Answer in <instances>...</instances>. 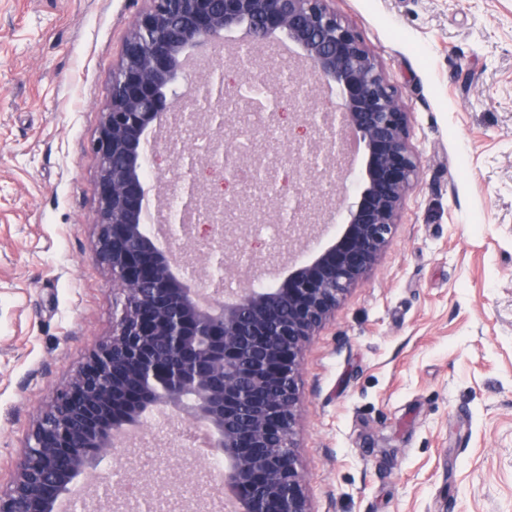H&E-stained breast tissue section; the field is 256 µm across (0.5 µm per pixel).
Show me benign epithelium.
I'll list each match as a JSON object with an SVG mask.
<instances>
[{
  "mask_svg": "<svg viewBox=\"0 0 512 512\" xmlns=\"http://www.w3.org/2000/svg\"><path fill=\"white\" fill-rule=\"evenodd\" d=\"M134 19L112 76V99L93 150L100 163L99 253L112 267L124 296L112 337L99 344L68 387L43 413L21 456L0 512H55L75 478L122 447L119 435L141 426L151 412H176L209 430L208 447L224 458L218 487L196 484L192 496L224 494L225 512H313L299 462L294 427L299 416L297 376L306 344L350 288L378 261L398 220L402 200L418 177L410 145L409 113L399 92L356 30L336 15L331 0H148ZM243 27L253 39L276 32L299 45L315 75L336 87V112L293 115L313 132L291 139L280 122L276 134L252 136L251 155L231 163L252 165L276 182L272 158L288 148L298 185L332 155L343 130L362 145L365 169L357 201L347 207L345 228L311 262L295 268L275 288H238L200 301L186 269L175 271L169 252L145 230L146 135L171 112H185L186 51L210 49ZM215 107L197 121L221 129L238 117L235 87L209 70ZM210 171L239 186L230 200L211 195L197 181L186 194L180 223L202 214L203 239L219 271L236 266L232 250L244 230L237 224L264 215L254 186L226 171L218 150L204 158ZM306 210L288 216V234L276 251L301 234Z\"/></svg>",
  "mask_w": 512,
  "mask_h": 512,
  "instance_id": "7a95c632",
  "label": "benign epithelium"
}]
</instances>
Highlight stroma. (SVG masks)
I'll use <instances>...</instances> for the list:
<instances>
[{"label": "stroma", "instance_id": "1", "mask_svg": "<svg viewBox=\"0 0 512 512\" xmlns=\"http://www.w3.org/2000/svg\"><path fill=\"white\" fill-rule=\"evenodd\" d=\"M145 0H0V491L29 434L92 349L122 295L96 251L98 159L112 74ZM375 53L410 114L420 161L379 262L311 337L296 443L315 512H512V0H332ZM277 87L291 60L314 107L335 110L300 47L277 33L255 51ZM174 117L148 135L162 179L188 142ZM342 230L319 222L255 285L287 277ZM80 475L72 512H111L116 468L150 496L158 468L173 512H223L185 492L206 466L182 414Z\"/></svg>", "mask_w": 512, "mask_h": 512}]
</instances>
